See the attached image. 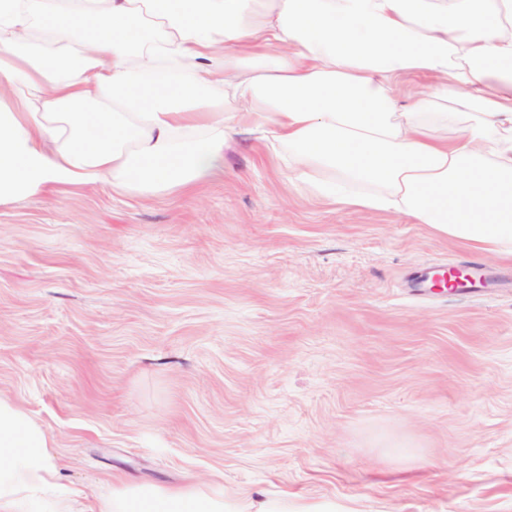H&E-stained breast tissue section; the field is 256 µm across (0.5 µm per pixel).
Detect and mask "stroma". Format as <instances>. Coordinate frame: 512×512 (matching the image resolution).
<instances>
[{
    "instance_id": "1",
    "label": "stroma",
    "mask_w": 512,
    "mask_h": 512,
    "mask_svg": "<svg viewBox=\"0 0 512 512\" xmlns=\"http://www.w3.org/2000/svg\"><path fill=\"white\" fill-rule=\"evenodd\" d=\"M472 261L512 269L298 190L244 128L184 193L0 207V397L50 434L84 512L123 478L512 512V284L432 282Z\"/></svg>"
}]
</instances>
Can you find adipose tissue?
I'll list each match as a JSON object with an SVG mask.
<instances>
[{
	"label": "adipose tissue",
	"instance_id": "adipose-tissue-1",
	"mask_svg": "<svg viewBox=\"0 0 512 512\" xmlns=\"http://www.w3.org/2000/svg\"><path fill=\"white\" fill-rule=\"evenodd\" d=\"M244 125L306 193L512 260V0H0V206L219 178ZM49 448L0 397V512H73ZM97 512L336 503L119 483Z\"/></svg>",
	"mask_w": 512,
	"mask_h": 512
}]
</instances>
